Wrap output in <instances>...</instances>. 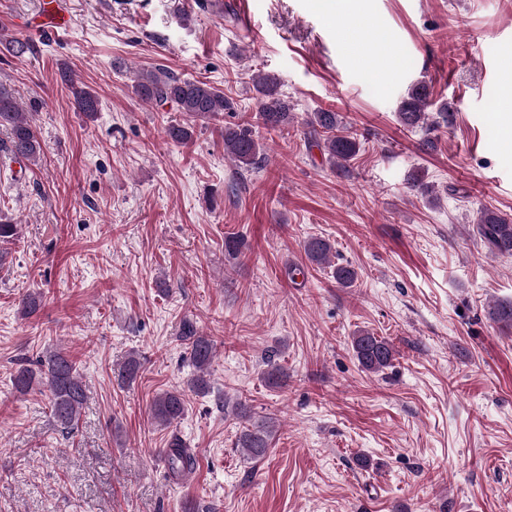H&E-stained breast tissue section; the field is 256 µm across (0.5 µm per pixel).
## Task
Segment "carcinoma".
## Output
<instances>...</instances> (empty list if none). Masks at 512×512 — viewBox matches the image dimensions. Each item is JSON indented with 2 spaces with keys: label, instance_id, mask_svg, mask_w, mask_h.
<instances>
[{
  "label": "carcinoma",
  "instance_id": "obj_1",
  "mask_svg": "<svg viewBox=\"0 0 512 512\" xmlns=\"http://www.w3.org/2000/svg\"><path fill=\"white\" fill-rule=\"evenodd\" d=\"M62 81L72 88L74 108L78 112L98 111L96 95L74 87L73 77L61 69ZM254 89L259 94L260 118L268 129H279L294 123L296 116L291 112L288 98L279 92V79L268 74L253 77ZM134 94L147 103L165 105L171 103L177 110L195 121L219 119L224 112L233 110V102L224 91L202 80L181 79L163 70H147L139 73L133 85ZM430 92L427 85H411L398 108V119L408 129L423 128L432 133L452 125L453 110L441 105L436 111H429ZM308 128L307 140L327 155L331 167L346 169L358 155L360 144L350 135L341 117L336 112L317 111L305 119ZM0 127L8 134L7 143H0V153L15 162H30L42 152L33 120V113L26 112L16 98L0 83ZM166 136L176 142L185 143L192 137L190 127L171 124L165 130ZM264 154V145L255 136L252 128L243 124L224 125V156L239 168L249 170L258 164ZM480 241L495 256H512V218L497 211L483 209L475 224ZM307 258L322 265L329 261L333 251L330 242L322 237H310L304 243ZM336 282L350 287L357 279L355 269L338 265L333 271ZM488 318L505 329L512 328V301H495L486 307ZM180 341L189 351L196 374L190 379L189 387L195 391H206L210 387L209 366L214 356L213 341L200 334L194 322L185 318L181 323ZM351 347L361 369L377 373L391 365L395 351L383 337L362 330L352 337ZM40 373L26 367L19 368L13 375L12 384L19 393L33 389L35 378L44 381L50 392L51 414L66 430L78 421L80 411L87 398V387L80 374L78 364L69 354L51 351L40 362ZM141 364L135 357L128 358L118 370L117 381L125 384L138 376ZM185 410L184 393L166 390L153 399L151 419L159 426L168 427L181 419ZM273 438L271 421L265 419L244 427L237 439V447L244 449L247 458L258 461L265 457ZM168 462L169 475L179 479L192 472L197 464L191 449L181 439L173 438L168 447L161 450Z\"/></svg>",
  "mask_w": 512,
  "mask_h": 512
}]
</instances>
